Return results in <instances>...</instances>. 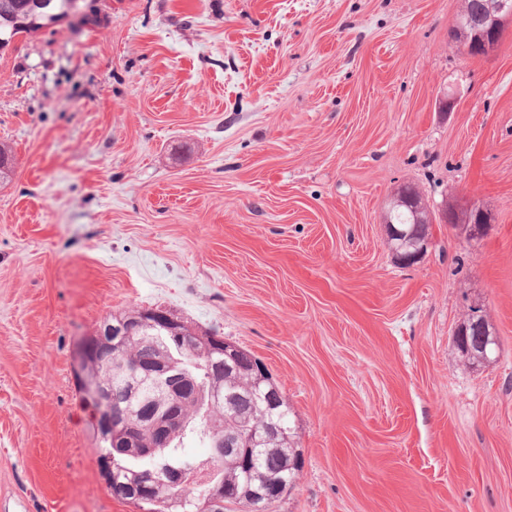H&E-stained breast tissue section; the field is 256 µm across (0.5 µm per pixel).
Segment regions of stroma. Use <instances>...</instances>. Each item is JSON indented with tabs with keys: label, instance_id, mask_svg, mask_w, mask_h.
Returning a JSON list of instances; mask_svg holds the SVG:
<instances>
[{
	"label": "stroma",
	"instance_id": "35a3bbf8",
	"mask_svg": "<svg viewBox=\"0 0 512 512\" xmlns=\"http://www.w3.org/2000/svg\"><path fill=\"white\" fill-rule=\"evenodd\" d=\"M87 2L0 51V512H137L74 354L156 307L286 399L302 465L269 512H512V20L484 57L464 0ZM475 204L482 236L443 223ZM474 307L489 365L454 343ZM405 204L408 205L411 209L407 208L406 206H399L396 210L392 212L391 220L393 224L398 228H407L412 227V225L415 223H423L426 222V219L419 216L420 207H419V200L416 195H413L406 199L405 194H402L399 196L396 205ZM414 218H413V215ZM389 236V244L391 249L405 263H413L420 259L427 250V241L425 237H420L416 232L403 231L395 228V232Z\"/></svg>",
	"mask_w": 512,
	"mask_h": 512
}]
</instances>
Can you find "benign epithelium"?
Here are the masks:
<instances>
[{
  "label": "benign epithelium",
  "mask_w": 512,
  "mask_h": 512,
  "mask_svg": "<svg viewBox=\"0 0 512 512\" xmlns=\"http://www.w3.org/2000/svg\"><path fill=\"white\" fill-rule=\"evenodd\" d=\"M506 17L512 19V0H495L488 13L467 19L474 32V49L481 55L486 56L499 47L501 27ZM389 244L402 261L408 264L420 259L427 250L426 239L411 230H395L393 237L389 238ZM143 329L165 337L174 346L191 345L195 350L206 353L208 372L207 386L203 387L187 371L168 363L160 355L127 364L125 373L128 379H155L161 383L165 392V402L151 420L148 431L128 409L112 401L111 389L99 372L103 362L123 356L128 341ZM76 360L80 392L95 411L94 429L101 440L111 444L115 451H135L150 457L169 442L175 430L184 425L183 408L187 403L205 401L208 406L216 407L223 402L225 407H232L234 394H223L224 374H237L241 371L242 351L222 336L190 331L183 321L167 311L148 308L127 317L119 324L104 320L92 335L81 342ZM250 390L254 394L260 418L252 425L239 423L230 434L214 435L211 440L214 459L222 461L226 455L240 454L243 448L256 451L270 443L279 448L292 445L290 431L267 421L273 406L272 393L276 391L274 384H268V390L263 391L259 388V382L252 381ZM98 469L112 490L125 488V484L119 481L118 471L111 466L110 459L99 461ZM209 482V468L202 466L171 470L162 482L151 474H145L129 503L142 510L163 489L206 485ZM282 488L280 480L263 476L247 483L245 492L261 512L281 494ZM223 507L224 487L217 485L207 497L200 498L198 512H222Z\"/></svg>",
  "instance_id": "7a95c632"
}]
</instances>
